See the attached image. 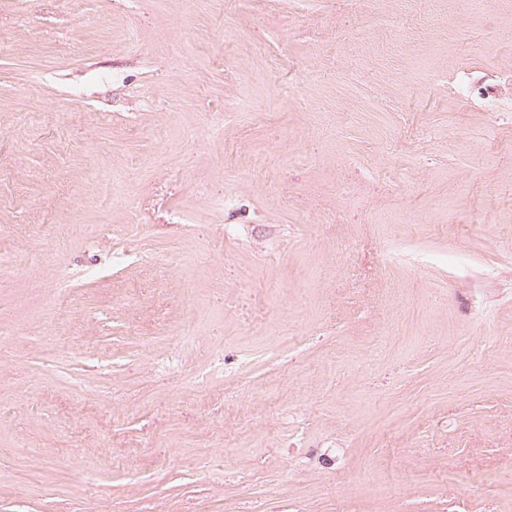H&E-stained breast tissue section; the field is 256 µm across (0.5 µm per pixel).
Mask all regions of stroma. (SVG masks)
Segmentation results:
<instances>
[{"label": "stroma", "instance_id": "35a3bbf8", "mask_svg": "<svg viewBox=\"0 0 512 512\" xmlns=\"http://www.w3.org/2000/svg\"><path fill=\"white\" fill-rule=\"evenodd\" d=\"M377 7L0 0V512H512V0ZM504 84H512V71L497 76L496 79H486L482 85L483 89V110L495 114L502 112L499 106L501 87Z\"/></svg>", "mask_w": 512, "mask_h": 512}]
</instances>
